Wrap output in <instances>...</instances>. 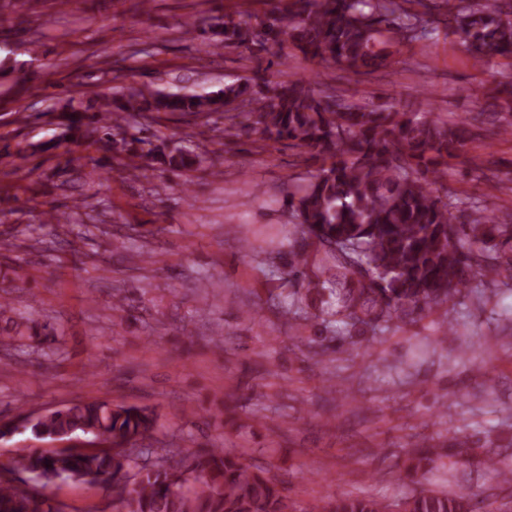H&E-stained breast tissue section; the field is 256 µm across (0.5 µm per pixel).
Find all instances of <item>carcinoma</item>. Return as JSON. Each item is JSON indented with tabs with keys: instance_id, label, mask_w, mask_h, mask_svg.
Segmentation results:
<instances>
[{
	"instance_id": "obj_1",
	"label": "carcinoma",
	"mask_w": 512,
	"mask_h": 512,
	"mask_svg": "<svg viewBox=\"0 0 512 512\" xmlns=\"http://www.w3.org/2000/svg\"><path fill=\"white\" fill-rule=\"evenodd\" d=\"M454 30L484 67L512 59V0H284V6L224 14L208 46L249 50L252 73L214 91L182 88L150 92L132 86L121 97L74 110L64 133L82 145L104 141L119 174L137 170L181 171L199 155L163 139L136 147L130 121L159 114L205 120L224 116L212 130L224 139L252 133L287 141L321 161L307 185L288 193L289 217L301 239H314L322 270L309 273V255L288 251L285 275L302 282L319 301L314 318L345 329L413 322L469 287L477 270L500 268L512 277V224L500 222L494 203L464 205L448 192V163L471 136L464 121L393 105H359L329 88L315 90L299 76L267 77L284 63L286 49L304 58L375 72L394 63L391 48L419 42L421 50L439 25ZM0 302V345L30 339L37 325L16 320ZM37 439L82 433L96 440L90 453L63 455L32 448L0 468V512H64L26 478L101 482L112 487V512H480L470 491L421 490L392 503L345 494L324 508L299 509L278 483L252 468L242 454L200 448L181 458L142 459L143 442L158 429L147 407L77 401L26 421ZM470 443L453 438L446 448L416 443L404 464L414 482L443 458L471 459Z\"/></svg>"
}]
</instances>
